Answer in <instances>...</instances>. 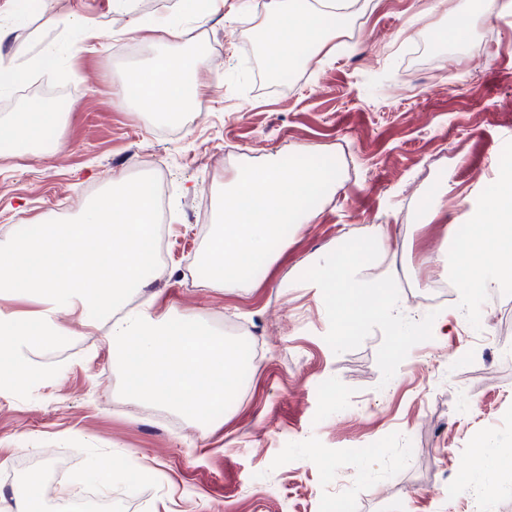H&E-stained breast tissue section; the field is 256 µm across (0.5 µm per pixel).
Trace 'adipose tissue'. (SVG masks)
Masks as SVG:
<instances>
[{
    "instance_id": "1",
    "label": "adipose tissue",
    "mask_w": 512,
    "mask_h": 512,
    "mask_svg": "<svg viewBox=\"0 0 512 512\" xmlns=\"http://www.w3.org/2000/svg\"><path fill=\"white\" fill-rule=\"evenodd\" d=\"M355 0H268V25L260 31L264 55L275 59L279 70H287L322 51L336 31L345 28ZM184 29L164 27L162 40L167 50L145 68L131 70L125 77L119 95L133 108L149 106L161 118L175 119L197 102L202 85L199 75L205 59L182 50ZM52 113L26 109L6 123H0V141L30 142L55 134ZM435 262H455L469 269L468 286L472 293L486 292L497 280L512 277V174L500 179L497 190L486 196L477 213L476 222L467 234L457 239L454 252L440 251ZM369 258L360 247L348 246L330 261L328 288L334 298L343 295L373 296L370 312L362 313L345 307L336 312L340 324L360 326L371 319L393 320L395 307L391 298L383 296L378 284L362 275Z\"/></svg>"
}]
</instances>
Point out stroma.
<instances>
[{
	"label": "stroma",
	"instance_id": "35a3bbf8",
	"mask_svg": "<svg viewBox=\"0 0 512 512\" xmlns=\"http://www.w3.org/2000/svg\"><path fill=\"white\" fill-rule=\"evenodd\" d=\"M267 0H224L204 25L187 23L184 46L203 52L206 87L197 109L174 125L122 104L127 72L162 46L132 32L168 17L177 0H0V62L24 44L25 85L0 91V119L29 97L63 101L59 148L19 156L0 142V244L25 225L82 214L113 175H155L164 198L166 273H151L125 308L197 314L224 329L243 324L263 354L248 367L230 407L210 424L121 397L117 361L101 336L67 310L55 316L72 354L30 399L0 392V512L20 490L18 473L64 468L46 499L80 495L94 459L116 476L98 488L117 512H512V470L485 480L469 448L491 439L512 454V281L494 293L469 289L424 308L422 335L398 341L376 320L352 341L336 334L323 288L325 260L391 233L364 270L410 272L418 291L440 277L430 257L451 243L471 205L491 194L512 156V10L498 0H358L361 36L337 35L292 81H265L255 63L256 19ZM93 21L100 38L79 40L59 16ZM415 32H404L410 16ZM468 36L441 43L442 27ZM58 44L54 69L42 48ZM237 154L225 159V146ZM343 153L336 192L302 225L268 269L237 288L191 283L218 194L242 164ZM448 192L437 197L440 180ZM496 309L498 326L488 327ZM470 460L461 470L462 460Z\"/></svg>",
	"mask_w": 512,
	"mask_h": 512
}]
</instances>
